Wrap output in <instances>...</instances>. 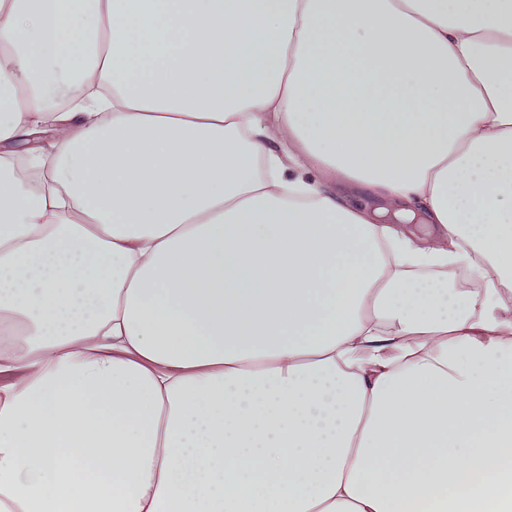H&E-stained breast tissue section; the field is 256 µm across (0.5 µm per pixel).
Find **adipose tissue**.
Segmentation results:
<instances>
[{
	"label": "adipose tissue",
	"instance_id": "1",
	"mask_svg": "<svg viewBox=\"0 0 512 512\" xmlns=\"http://www.w3.org/2000/svg\"><path fill=\"white\" fill-rule=\"evenodd\" d=\"M20 140L0 512H512V0H0Z\"/></svg>",
	"mask_w": 512,
	"mask_h": 512
}]
</instances>
